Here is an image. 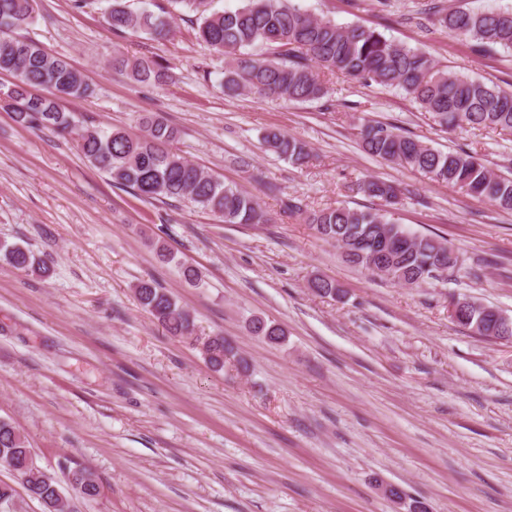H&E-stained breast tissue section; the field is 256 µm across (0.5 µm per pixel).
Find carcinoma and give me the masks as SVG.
Masks as SVG:
<instances>
[{"label": "carcinoma", "instance_id": "obj_1", "mask_svg": "<svg viewBox=\"0 0 512 512\" xmlns=\"http://www.w3.org/2000/svg\"><path fill=\"white\" fill-rule=\"evenodd\" d=\"M198 14L196 41L224 56V92L255 94L293 102L319 99L326 94L318 70L340 74L403 91L433 123L444 130L489 129L512 133V90L462 73L439 67L424 50L412 48L381 32L359 25L342 26L316 18L295 0H242V5L223 12L209 11V0H172ZM35 0H0V73L16 82L0 87V107L12 112L22 126L65 135L79 131L77 148L94 168L107 174L112 183L143 199L187 200L221 218L226 224H265L266 213L258 201L235 186L170 149L178 130L157 113L139 117L143 134L124 129H88L78 125L73 112L62 103L86 94L80 74L71 63L53 56L31 40L15 35L35 19ZM433 14L448 34L478 46L512 51V11L458 9L447 13L433 7ZM106 22L114 33H144L162 39L170 33L166 11L133 12L124 0H112ZM266 45L269 56L254 58L246 49ZM112 65L128 68L140 83L169 79L168 66L159 59L130 61L118 53ZM37 87L47 94L34 92ZM363 150L372 157L407 166L434 181L484 198L504 211H512V177L492 172L476 154L464 149L442 152L403 132L396 126L366 122L360 128ZM267 149L296 165L309 161L307 146L278 130L263 135ZM360 190L385 204L394 203L397 189L390 183L367 179ZM317 233L336 244L346 261L367 271L384 268L383 277L410 286L442 279L432 272L447 267V274L460 268L459 253L447 242L430 235L410 232L391 217L388 210H355L328 207L309 217ZM0 258L17 270L44 274L47 267L32 252L18 244L0 242ZM140 306L172 336L190 337L194 319L167 291L150 282L134 286ZM485 306L476 301L453 321L472 334L486 337L512 336L511 323H499L484 315ZM251 331L270 343L285 338L284 330L260 318L251 321ZM205 361L224 368L231 353L224 337L200 341ZM0 466L23 477L30 496L40 500L46 512H63L57 482L35 465L26 439L9 422L0 420ZM71 484L82 495L98 493L95 475L87 470H68Z\"/></svg>", "mask_w": 512, "mask_h": 512}]
</instances>
